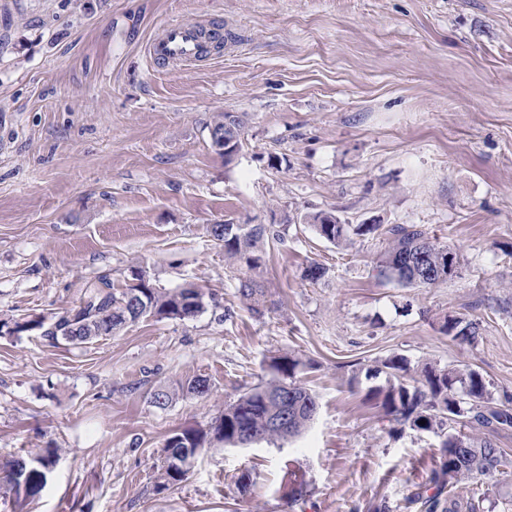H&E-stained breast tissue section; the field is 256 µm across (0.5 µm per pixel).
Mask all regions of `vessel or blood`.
Instances as JSON below:
<instances>
[{"instance_id": "obj_1", "label": "vessel or blood", "mask_w": 512, "mask_h": 512, "mask_svg": "<svg viewBox=\"0 0 512 512\" xmlns=\"http://www.w3.org/2000/svg\"><path fill=\"white\" fill-rule=\"evenodd\" d=\"M209 42L204 30L192 20L168 23L162 35L147 45V56L152 64H195L206 56Z\"/></svg>"}]
</instances>
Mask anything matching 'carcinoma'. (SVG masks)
Wrapping results in <instances>:
<instances>
[{"label": "carcinoma", "instance_id": "1", "mask_svg": "<svg viewBox=\"0 0 512 512\" xmlns=\"http://www.w3.org/2000/svg\"><path fill=\"white\" fill-rule=\"evenodd\" d=\"M214 144L225 143L224 159L230 160L243 148L242 122L228 113L222 114L210 127ZM319 238L342 247L351 236L374 235L378 224H344L331 212H317L307 217ZM209 235L224 247V259L237 269L238 297L247 309L262 314L267 302V288L259 276L264 262L265 246L283 241L285 228L273 224H240L227 230V224H212ZM387 247L380 255V272L409 288H432L453 276L448 274V259L460 266L459 254L452 248L432 240L418 224H393L385 231ZM329 277V268L312 262L302 270V278L312 283ZM219 306L215 298L205 300L198 288L166 290L154 286L138 274L117 288L104 274L91 286L81 301L75 317L65 312L45 324L34 316L16 320L9 333L38 330L51 343L71 336L70 344H90L110 336L146 317L180 321L191 320L204 312L208 304ZM479 323L462 318H445L441 330L453 341L473 343L479 335ZM312 365L297 354L285 352L270 359L269 378L247 387L236 400L224 406L208 429L193 427L173 431L165 440L164 460L155 489L169 488L182 481L185 471L178 463L193 460L208 441L226 447L258 438L267 443L300 435L313 421L319 408L318 396L297 376ZM383 378L369 387L367 398L383 412L397 434L406 431L428 433L438 440V457L431 470L430 483L435 489L424 501L426 512H475V504L456 493L466 481L493 479L508 475L512 460L498 447L492 435L512 429V410L492 405L489 383L474 370L448 369L433 362L413 365L393 355L373 366L352 370L347 380L353 388L361 380ZM212 385L205 376H194L173 388L158 385L151 393V403L160 409L169 406L177 395L204 397ZM468 432L450 433L456 425ZM58 450L46 448L42 453L18 457L9 464L5 479L14 492L17 504L38 498L47 485L49 467L56 463Z\"/></svg>", "mask_w": 512, "mask_h": 512}]
</instances>
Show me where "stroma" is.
Segmentation results:
<instances>
[{"mask_svg": "<svg viewBox=\"0 0 512 512\" xmlns=\"http://www.w3.org/2000/svg\"><path fill=\"white\" fill-rule=\"evenodd\" d=\"M232 31L192 66L154 68L174 20ZM0 320L79 306L102 274L215 295L187 321L148 317L79 346L0 335V464L60 457L40 498L0 512H424L436 439L389 433L354 365L394 354L474 369L512 408V0H0ZM243 148L211 145L215 115ZM277 157L269 166V157ZM420 224L460 267L433 288L378 268L385 237L338 249L305 216ZM285 224L261 278L263 315L240 302L208 225ZM328 280L302 279L311 262ZM481 323L472 343L446 317ZM293 352L319 398L310 429L276 446L215 443L185 479L154 484L174 430L208 428L272 355ZM204 375L205 397L149 402ZM308 483L298 502L287 468ZM249 474L240 492L237 480ZM512 512V475L459 490ZM210 137L212 145H220L221 141L225 142L224 146L229 148L222 154H224L225 160H231L243 148L241 120L229 113L222 114L210 127Z\"/></svg>", "mask_w": 512, "mask_h": 512, "instance_id": "1", "label": "stroma"}]
</instances>
